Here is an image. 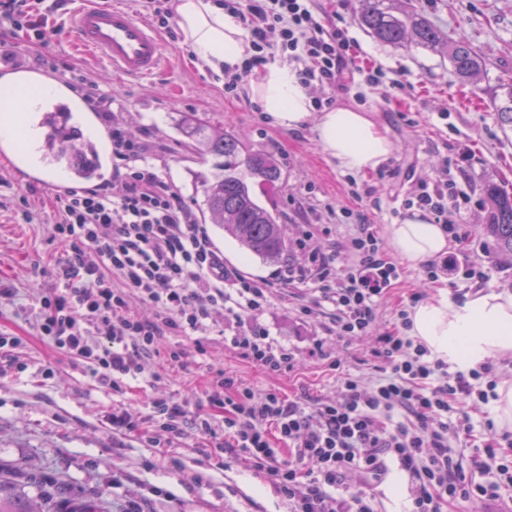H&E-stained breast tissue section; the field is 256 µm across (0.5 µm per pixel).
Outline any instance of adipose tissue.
<instances>
[{"label":"adipose tissue","mask_w":512,"mask_h":512,"mask_svg":"<svg viewBox=\"0 0 512 512\" xmlns=\"http://www.w3.org/2000/svg\"><path fill=\"white\" fill-rule=\"evenodd\" d=\"M175 11L199 67L220 76L242 65L243 31L214 0H177ZM251 94L277 125L291 130L312 127L324 155L343 171L367 175L394 152L374 113L345 105L315 111L308 87L287 62L264 64ZM387 245L415 264L447 253L449 242L442 225L416 212L389 226ZM409 320V336L451 367L469 370L492 360H512V292L480 291L460 303L441 293L413 307Z\"/></svg>","instance_id":"obj_1"}]
</instances>
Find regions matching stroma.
<instances>
[{
	"mask_svg": "<svg viewBox=\"0 0 512 512\" xmlns=\"http://www.w3.org/2000/svg\"><path fill=\"white\" fill-rule=\"evenodd\" d=\"M320 6L345 27L357 63L379 69L386 80L399 82L390 99L367 91L365 110L376 112L395 145L393 156L377 172L349 185L347 172L329 160L312 128L291 131L259 112L249 86L237 95L224 91V77L197 67L185 38L161 33L164 62L150 78L130 79L110 72L106 63L86 53L76 40L51 41L47 49L22 46V61L37 65L42 55L82 69L86 82L75 89L88 97L92 89L111 95L114 118L132 137L149 147V162L191 208L196 174L210 173L183 146L172 119L193 114L236 134L250 148L273 155L282 176L274 186L256 190L259 202L284 226L290 249L276 262L245 253L219 225L205 229L229 273L261 285L267 303L255 316L257 325L294 352V367L268 373L224 344L229 320L204 337L173 336L170 345L183 352L181 363L151 360L160 374L155 385L129 381L122 397L132 416L144 415L153 399L175 393L191 405H205L209 367H221L255 394L270 390L307 400H336L339 379L351 373L367 379L379 375L371 349L377 334L393 330L394 314L412 296L427 300L447 292L464 301L477 291H511L512 263L494 257L481 228L488 217L482 188L496 182L512 191V128L502 126L494 107L500 83L512 80V0H420L423 14L447 36L464 38L485 57L488 69L477 86L462 84L447 58L415 48L384 44L372 38L355 17V0H319ZM451 169L465 214L468 240L451 243L461 271L445 279H429L423 265L403 264L398 282L377 307L373 334L347 340L336 337L328 312L307 315L303 306L316 300L309 284L289 280V269L311 266L310 253L338 254L347 261L345 245L356 224L339 219V211L367 215L379 233L407 215L404 199L419 182ZM362 195H353V188ZM52 198L32 200L33 223L13 208L0 209V333L19 337L14 351L27 369L0 376V471L23 472L35 479H55L74 494H93L111 503L112 512H289L287 499L265 471L243 453L225 451L216 465L207 450L209 437L187 432L171 446L154 448L140 432H114L107 415L112 397L67 355L45 344L32 309L39 291L55 285L51 269L63 252L51 237ZM472 269L483 283L464 278ZM330 353L311 356L316 341Z\"/></svg>",
	"mask_w": 512,
	"mask_h": 512,
	"instance_id": "1",
	"label": "stroma"
}]
</instances>
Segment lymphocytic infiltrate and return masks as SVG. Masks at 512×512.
Returning <instances> with one entry per match:
<instances>
[{
	"mask_svg": "<svg viewBox=\"0 0 512 512\" xmlns=\"http://www.w3.org/2000/svg\"><path fill=\"white\" fill-rule=\"evenodd\" d=\"M217 2L249 44L226 90L236 91L278 54L294 64L303 84L322 89L315 109L333 107L337 94L360 82L346 29L320 12L315 0ZM20 32L45 48L57 29L33 0H0V49ZM89 101L111 122L112 155L122 170L111 184L55 199L51 235L65 251L52 271L54 288L36 299L42 338L115 395L123 393L126 379L144 376L148 359L167 337L207 335L218 313L234 324L225 346L267 372L292 369L291 349L274 343L252 320L265 304L264 287L225 273L192 210L149 167L146 146L113 122L111 100L95 92ZM456 194L455 181L444 175L419 183L405 203L433 213L453 232L464 222L460 208L448 206ZM346 249L353 261L344 267L335 255L314 254L308 279L331 305L337 336L354 339L374 328L377 306L399 279L400 267L380 250L375 225L359 224ZM132 295L153 308L152 319L131 311ZM398 319L400 332L381 334L373 351L384 365L373 387L346 375L340 379L342 401L308 405L272 390L255 396L217 369L207 399L223 410V419L191 411L187 399L164 397L153 401L146 416L149 441L158 445L190 428L213 438L220 450L225 437H232L277 485L291 512H375L366 490L347 497L333 491L352 472L384 475L390 458L411 482V512H448L476 497L499 499L502 484L512 485V466L498 461L496 450L512 447L511 433H497L493 422H485V453L472 459L477 470L497 469L501 482L473 481L452 456V440L476 438L469 411L477 405L474 382L480 371H449L419 340L405 336L406 310H399ZM270 423L278 430L276 447L265 430ZM307 459L316 469H301Z\"/></svg>",
	"mask_w": 512,
	"mask_h": 512,
	"instance_id": "lymphocytic-infiltrate-1",
	"label": "lymphocytic infiltrate"
}]
</instances>
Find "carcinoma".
Segmentation results:
<instances>
[{"label":"carcinoma","mask_w":512,"mask_h":512,"mask_svg":"<svg viewBox=\"0 0 512 512\" xmlns=\"http://www.w3.org/2000/svg\"><path fill=\"white\" fill-rule=\"evenodd\" d=\"M356 19L375 39L391 44H410L448 57L461 82L475 84L487 71L485 58L465 39L452 40L423 15L413 0H356ZM501 122L512 126V84L496 97ZM177 127L186 147L203 161H212L210 175L196 176V194L212 223L232 234L241 248L267 261L288 252V239L277 218L253 194V185H272L281 177L274 157L245 146L233 133L215 129L195 115H183ZM484 193L490 206L489 223L483 225L497 254L512 259V192L488 183ZM60 482L40 485L33 498L18 496L10 512H112L97 496L58 497Z\"/></svg>","instance_id":"1"}]
</instances>
